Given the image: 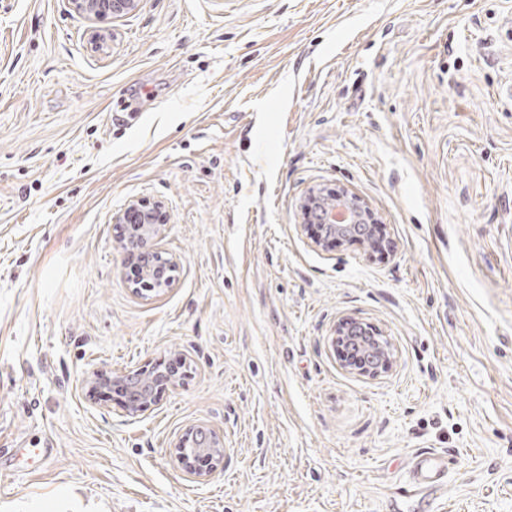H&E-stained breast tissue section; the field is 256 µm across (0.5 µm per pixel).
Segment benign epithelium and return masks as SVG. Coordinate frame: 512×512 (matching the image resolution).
<instances>
[{
  "mask_svg": "<svg viewBox=\"0 0 512 512\" xmlns=\"http://www.w3.org/2000/svg\"><path fill=\"white\" fill-rule=\"evenodd\" d=\"M75 8L90 17L102 19L118 17L132 12L138 0H73ZM138 215V222L131 223V215ZM301 213L305 223L315 220L322 224L325 236L315 240L321 246L331 239L346 241L359 239L366 244L369 231L368 224L375 217L368 206L354 193L345 189L334 190L312 188L301 203ZM163 216L155 206L137 202L113 217L115 224H133L132 239L137 244L143 240L156 239L160 232ZM362 323L353 318H345L336 324L335 344L339 345L355 338H361L357 349L363 353V366L359 371L367 375H377L388 369L390 358L384 344L374 337L360 332ZM142 384V390L131 397L127 404L129 412L141 414L155 406V398L149 394L151 388L165 389L174 385V379L153 370L138 369L130 375ZM224 454L223 439L205 426L194 429L189 436L183 437L175 446V457L185 471L198 479L209 477L207 473L196 471L194 459L204 457L214 464H219Z\"/></svg>",
  "mask_w": 512,
  "mask_h": 512,
  "instance_id": "7a95c632",
  "label": "benign epithelium"
}]
</instances>
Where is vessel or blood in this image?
I'll return each mask as SVG.
<instances>
[{
	"mask_svg": "<svg viewBox=\"0 0 512 512\" xmlns=\"http://www.w3.org/2000/svg\"><path fill=\"white\" fill-rule=\"evenodd\" d=\"M407 468L408 478L403 490L390 499L393 512H419L420 508L433 507L448 481L445 455L432 450L417 452Z\"/></svg>",
	"mask_w": 512,
	"mask_h": 512,
	"instance_id": "obj_1",
	"label": "vessel or blood"
}]
</instances>
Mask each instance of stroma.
I'll return each mask as SVG.
<instances>
[{
    "label": "stroma",
    "instance_id": "35a3bbf8",
    "mask_svg": "<svg viewBox=\"0 0 512 512\" xmlns=\"http://www.w3.org/2000/svg\"><path fill=\"white\" fill-rule=\"evenodd\" d=\"M314 187L394 250L315 246ZM138 200L161 291L112 222ZM345 317L387 371L342 363ZM175 355L151 411L88 394ZM424 450L435 512H512V0H0V512H386ZM75 8L90 17L102 19L118 17L132 12L138 5L137 0H72ZM362 323L353 318H345L336 324L334 336L335 344L340 346L341 343L347 341H354L356 337H361L360 345L356 344V348L363 353V366L360 368L357 363L361 361V357L358 351L343 347L342 351L345 353L344 360L349 362L350 365H354L359 368L358 371L367 375H378L388 369L390 365V358L388 357L387 350L384 344L374 337H367L370 335L379 336V332L375 331L367 333H361ZM190 438L193 440L194 446L200 448L197 453L192 455L187 454L184 449L186 447V441ZM207 448H217L218 454L207 452ZM174 450L177 461L188 474L195 476L197 479H205L210 477L217 470V466L223 458L224 442L220 436L213 433L208 427L199 426L194 429L189 436L183 437L175 446ZM200 457L207 458L211 460V463H214L215 467H212L209 473L196 471L194 459Z\"/></svg>",
    "mask_w": 512,
    "mask_h": 512
}]
</instances>
